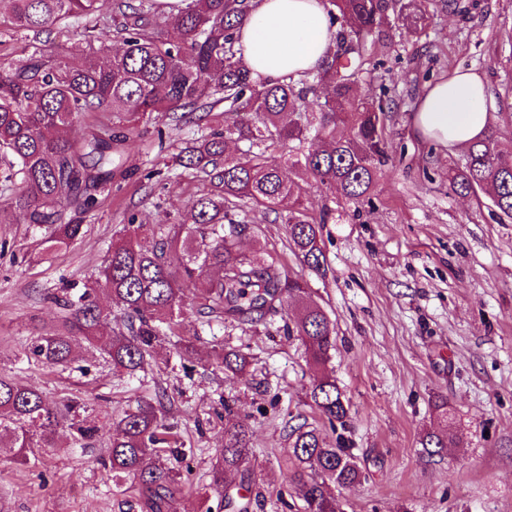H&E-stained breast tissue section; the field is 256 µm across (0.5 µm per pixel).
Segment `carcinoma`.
Masks as SVG:
<instances>
[{
	"instance_id": "1",
	"label": "carcinoma",
	"mask_w": 512,
	"mask_h": 512,
	"mask_svg": "<svg viewBox=\"0 0 512 512\" xmlns=\"http://www.w3.org/2000/svg\"><path fill=\"white\" fill-rule=\"evenodd\" d=\"M7 21L17 31L43 30L72 16L89 17L99 0H10ZM160 0H122L115 28L120 47L100 65L63 56L52 66L40 59L0 72V154L15 160L20 186L12 205L34 224L53 225L59 208H93L97 194L112 183V139L97 134L80 141L69 135L81 116L109 110L126 119L152 112L210 113L224 104V126L212 128L176 155L178 166L201 174L217 192L196 199L189 215L173 224H139L128 219V235L112 249L96 278L77 294L52 296L62 309L60 326L30 341L25 356L46 367L71 361L73 341L83 339L113 369L127 376L145 370L176 336L175 326L198 299L207 316L200 332L214 333L210 317H239L259 323L277 312L287 296L298 305L287 333L301 342L309 363L320 370L308 406L334 428L346 425L349 404L328 370L335 348L334 325L300 275L281 271L275 261L240 254L237 240L254 224H282L301 265L324 276L329 270L321 225L335 220L324 205L310 214L297 183L284 178L268 155L276 143L288 146L285 164L312 179L326 195L360 203L389 160L392 114L401 111L399 77L383 54L395 35L394 15L417 33L438 12L461 13V0H327L336 24L335 46L301 77L274 85L255 83L241 61L238 31L249 0H175L159 12ZM377 74L379 92L364 90L366 74ZM327 96L313 109L308 96ZM448 187L457 195L485 191L494 211L512 219V152L500 147L496 129L466 148L463 162L448 168ZM81 224H61L56 244L82 233ZM154 243L146 248L141 238ZM217 268L221 275L209 276ZM105 295L120 308V324L98 304ZM247 354L211 345L208 365L237 375ZM224 406V448L210 471L211 483L242 471L248 457V425L232 399ZM87 405L74 399L49 401L39 390L0 373V454L31 465L35 449L60 430L69 446L87 447L98 429L82 417ZM441 431L420 439L422 452L436 456L448 447V403L437 402ZM172 429L163 408L143 399L123 411L109 434L114 476L137 481L145 512H177L180 473L160 457L171 446ZM291 456L302 467L294 474L302 512H337L331 485L353 486L365 478L351 449L327 448L317 428L306 423L291 433Z\"/></svg>"
}]
</instances>
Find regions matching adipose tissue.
Here are the masks:
<instances>
[{
  "label": "adipose tissue",
  "instance_id": "1",
  "mask_svg": "<svg viewBox=\"0 0 512 512\" xmlns=\"http://www.w3.org/2000/svg\"><path fill=\"white\" fill-rule=\"evenodd\" d=\"M327 0H252L238 46L253 79L274 83L314 68L334 45ZM487 88L476 73H455L430 84L413 115L418 134L463 148L486 129Z\"/></svg>",
  "mask_w": 512,
  "mask_h": 512
}]
</instances>
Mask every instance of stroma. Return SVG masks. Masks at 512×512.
Segmentation results:
<instances>
[{"instance_id": "obj_1", "label": "stroma", "mask_w": 512, "mask_h": 512, "mask_svg": "<svg viewBox=\"0 0 512 512\" xmlns=\"http://www.w3.org/2000/svg\"><path fill=\"white\" fill-rule=\"evenodd\" d=\"M465 14L436 17L420 35L393 21L395 47L387 65L398 74L406 108L395 115L390 162L367 202L325 197L294 170L312 211L330 206L336 221L322 227L331 271L319 278L303 269L288 245L284 225L261 224L242 237L248 256H277L284 271L304 277L336 332L331 366L350 404L346 430L334 433L306 404L315 370L284 326L298 309L282 302L276 316L253 327L228 319L215 326L224 345L244 351L248 368L236 376L206 369L208 336L193 334L198 315L188 310L182 358L156 359L129 378L113 371L82 341L66 368L29 361L33 336L56 328L62 313L49 294L93 280L128 213L144 224L173 223L193 201L211 192L209 181L166 167V142L178 151L206 133L198 113L173 119L145 115L130 126L121 146L123 175L81 215L62 211L63 222L81 221L83 232L57 248L47 226L31 223L0 191V370L51 400H86L99 439L91 448H69L58 437L24 467L0 456V501L10 512H129L112 472L101 462L112 422L129 400L171 401L168 420L188 448L175 468L183 476L178 512H215L221 493L208 477L224 446L220 397L234 399L249 423V460L234 484L249 488L252 512H297L289 457L292 425L320 427L325 444L343 440L369 477L335 488L339 512H512V223H500L487 194L463 198L448 188V168L463 159L419 137L412 111L429 83L453 72L483 76L489 90V123L502 148L512 147V58H493L496 44L512 36V0H462ZM113 0H101L90 17H72L34 34L0 25V66L15 68L37 57L52 64L89 51L106 60L116 46ZM168 150V151H169ZM194 369L185 376L184 366ZM447 399L452 438L442 455L427 456L420 440L439 425L435 404Z\"/></svg>"}]
</instances>
